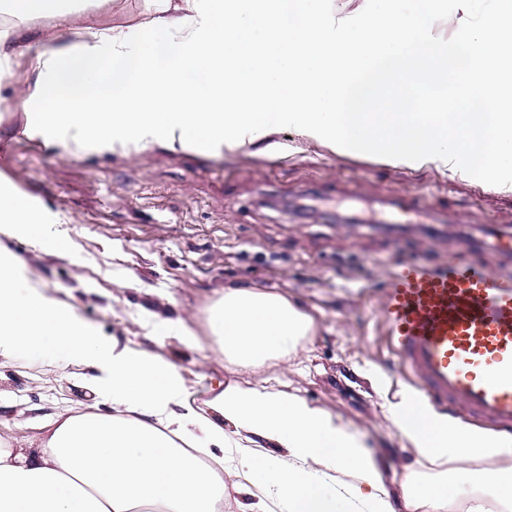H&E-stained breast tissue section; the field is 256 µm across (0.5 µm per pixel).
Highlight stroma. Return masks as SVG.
<instances>
[{
    "label": "stroma",
    "instance_id": "stroma-1",
    "mask_svg": "<svg viewBox=\"0 0 512 512\" xmlns=\"http://www.w3.org/2000/svg\"><path fill=\"white\" fill-rule=\"evenodd\" d=\"M143 17V0H91L83 15L96 26ZM26 123L25 112L0 108V176L21 170V190L42 204L68 245L57 254L21 237L5 244L47 295L70 306L102 340L177 363L198 408L228 384L295 394L365 435L386 463L393 493L405 474H431L382 408L407 383L391 368L381 284L408 259L433 264L457 252L463 238L512 229V187L338 155L289 129L276 134L283 152L273 159L157 146L125 156L95 149L62 154L23 136ZM409 191L447 206V223L319 224L291 213L322 195L376 203ZM230 287L285 296L312 318V334L287 361L257 369L229 364L208 310ZM145 308L187 320L195 345L174 332L149 335ZM94 374L32 353L0 358V435L27 448L59 416L111 413V403L87 388Z\"/></svg>",
    "mask_w": 512,
    "mask_h": 512
}]
</instances>
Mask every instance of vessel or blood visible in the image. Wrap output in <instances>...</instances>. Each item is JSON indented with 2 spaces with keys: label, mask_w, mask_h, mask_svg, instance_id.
<instances>
[{
  "label": "vessel or blood",
  "mask_w": 512,
  "mask_h": 512,
  "mask_svg": "<svg viewBox=\"0 0 512 512\" xmlns=\"http://www.w3.org/2000/svg\"><path fill=\"white\" fill-rule=\"evenodd\" d=\"M380 207L448 221L410 193ZM381 291L392 364L412 391L438 411L512 432V275L474 258H415L389 272Z\"/></svg>",
  "instance_id": "vessel-or-blood-1"
}]
</instances>
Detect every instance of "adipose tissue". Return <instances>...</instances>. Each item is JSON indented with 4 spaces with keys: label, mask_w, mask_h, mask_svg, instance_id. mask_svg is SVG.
I'll return each instance as SVG.
<instances>
[{
    "label": "adipose tissue",
    "mask_w": 512,
    "mask_h": 512,
    "mask_svg": "<svg viewBox=\"0 0 512 512\" xmlns=\"http://www.w3.org/2000/svg\"><path fill=\"white\" fill-rule=\"evenodd\" d=\"M136 25H84L66 0H6L19 30L0 32V63L32 45L35 77L20 96L35 114L28 137L66 152L129 155L195 143L219 154L276 151L291 127L339 154L414 169L443 167L493 188L512 179V0L462 37H437L440 0H378L353 16L322 0H148ZM66 30L26 36L37 18ZM29 194L0 196V230L40 246L65 240ZM209 325L225 359L258 368L295 352L313 320L278 294L225 290ZM80 361L112 404L57 422L35 448L0 437V512H222L224 462L185 447L237 452L238 491L256 487L283 512H448L463 494L512 512V436L432 411L411 391L385 414L438 470L407 475L393 501L365 437L306 400L230 384L199 411L180 368L143 350L108 346L70 307L26 276L0 247V357L21 352Z\"/></svg>",
    "instance_id": "1"
}]
</instances>
